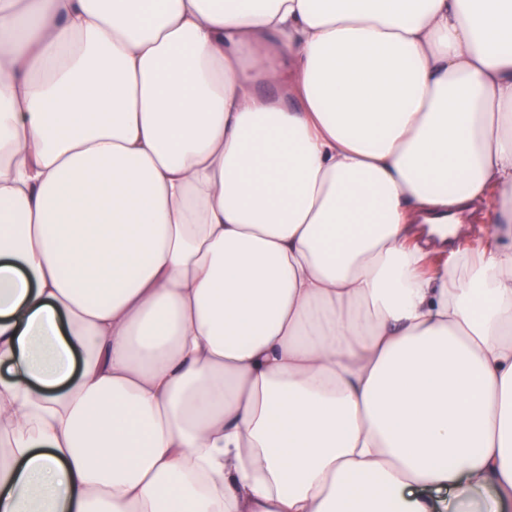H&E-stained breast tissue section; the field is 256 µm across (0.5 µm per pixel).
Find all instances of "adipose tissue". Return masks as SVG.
Returning <instances> with one entry per match:
<instances>
[{
  "instance_id": "adipose-tissue-1",
  "label": "adipose tissue",
  "mask_w": 512,
  "mask_h": 512,
  "mask_svg": "<svg viewBox=\"0 0 512 512\" xmlns=\"http://www.w3.org/2000/svg\"><path fill=\"white\" fill-rule=\"evenodd\" d=\"M485 487L512 512V0H0V512Z\"/></svg>"
}]
</instances>
